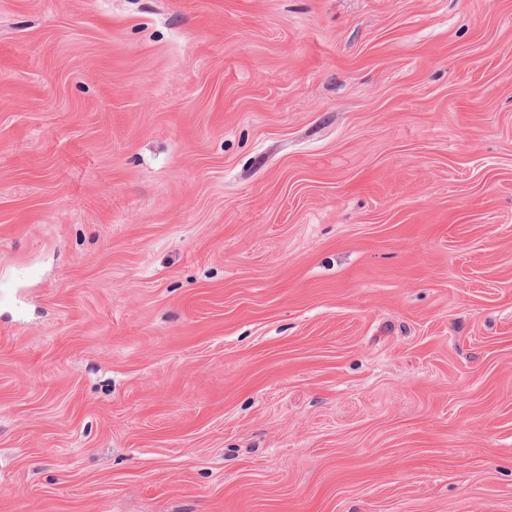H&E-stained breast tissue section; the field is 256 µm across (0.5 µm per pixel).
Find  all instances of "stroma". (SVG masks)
<instances>
[{"label":"stroma","instance_id":"stroma-1","mask_svg":"<svg viewBox=\"0 0 512 512\" xmlns=\"http://www.w3.org/2000/svg\"><path fill=\"white\" fill-rule=\"evenodd\" d=\"M0 512H512V0H0Z\"/></svg>","mask_w":512,"mask_h":512}]
</instances>
